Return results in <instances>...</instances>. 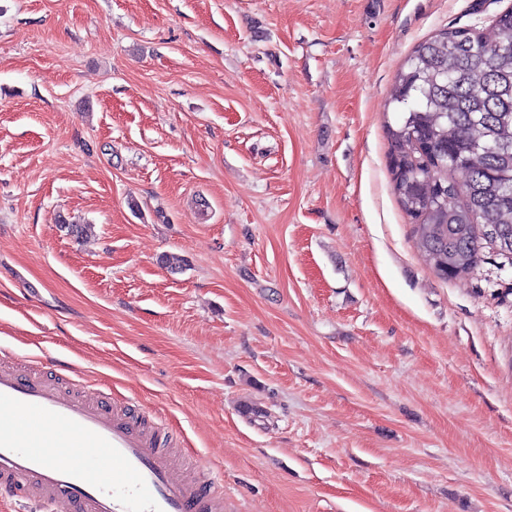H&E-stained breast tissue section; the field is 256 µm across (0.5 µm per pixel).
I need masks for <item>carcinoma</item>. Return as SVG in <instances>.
<instances>
[{
	"label": "carcinoma",
	"mask_w": 512,
	"mask_h": 512,
	"mask_svg": "<svg viewBox=\"0 0 512 512\" xmlns=\"http://www.w3.org/2000/svg\"><path fill=\"white\" fill-rule=\"evenodd\" d=\"M389 103L404 113L388 127L393 191L425 262L443 279L475 275L486 248L512 265V8L419 44Z\"/></svg>",
	"instance_id": "carcinoma-1"
}]
</instances>
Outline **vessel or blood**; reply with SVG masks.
<instances>
[{
  "label": "vessel or blood",
  "instance_id": "obj_1",
  "mask_svg": "<svg viewBox=\"0 0 512 512\" xmlns=\"http://www.w3.org/2000/svg\"><path fill=\"white\" fill-rule=\"evenodd\" d=\"M169 433L102 393L64 395L55 379L0 358V496L46 512H224V494Z\"/></svg>",
  "mask_w": 512,
  "mask_h": 512
}]
</instances>
